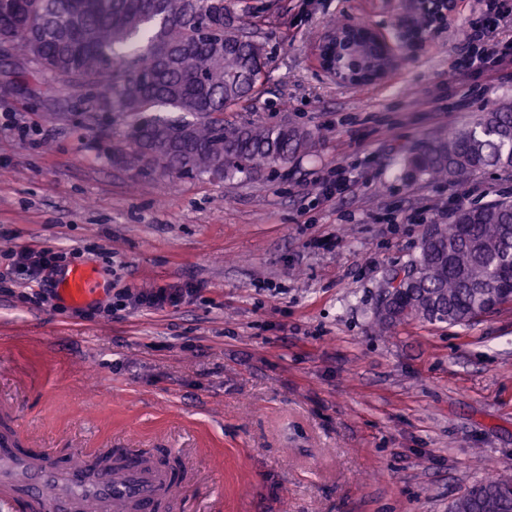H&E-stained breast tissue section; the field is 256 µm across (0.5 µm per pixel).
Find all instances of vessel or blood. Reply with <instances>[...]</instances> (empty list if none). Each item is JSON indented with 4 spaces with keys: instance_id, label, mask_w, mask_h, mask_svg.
<instances>
[{
    "instance_id": "b4317fda",
    "label": "vessel or blood",
    "mask_w": 512,
    "mask_h": 512,
    "mask_svg": "<svg viewBox=\"0 0 512 512\" xmlns=\"http://www.w3.org/2000/svg\"><path fill=\"white\" fill-rule=\"evenodd\" d=\"M60 287L70 301L79 303L102 284L95 270L75 266ZM169 491L168 475L139 459L122 469L98 463L90 478L80 466L56 468L45 453L15 454L0 448V512H69L75 500L83 512H151Z\"/></svg>"
}]
</instances>
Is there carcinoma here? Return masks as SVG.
I'll list each match as a JSON object with an SVG mask.
<instances>
[{
  "mask_svg": "<svg viewBox=\"0 0 512 512\" xmlns=\"http://www.w3.org/2000/svg\"><path fill=\"white\" fill-rule=\"evenodd\" d=\"M250 8L224 0H8L0 44L15 46L16 77L89 85L91 113L106 140L124 117L116 157L180 179H224L288 163L314 145L307 130L231 123L224 113L261 93L266 49L250 35ZM408 168L462 184L493 168L512 174V100L481 112L405 157ZM512 283V200L458 205L449 228L434 227L405 271L398 295L384 293L379 330L414 320L458 324L485 308V294ZM454 512H512L503 476L475 481Z\"/></svg>",
  "mask_w": 512,
  "mask_h": 512,
  "instance_id": "obj_1",
  "label": "carcinoma"
}]
</instances>
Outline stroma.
I'll list each match as a JSON object with an SVG mask.
<instances>
[{"label":"stroma","mask_w":512,"mask_h":512,"mask_svg":"<svg viewBox=\"0 0 512 512\" xmlns=\"http://www.w3.org/2000/svg\"><path fill=\"white\" fill-rule=\"evenodd\" d=\"M408 38L419 0H249L268 80L231 122L295 125L312 151L249 180L173 179L108 158L86 89L57 79L0 97V251L81 250L121 288L196 291L176 308L86 317L0 292V416L29 448L163 452L194 474L175 512H448L487 471L512 477V305L378 332L392 270L458 204L512 196L405 167L420 140L512 99V73L449 83L479 0H447ZM342 20L405 59L380 83L323 74ZM348 186L327 188L336 167Z\"/></svg>","instance_id":"stroma-1"}]
</instances>
